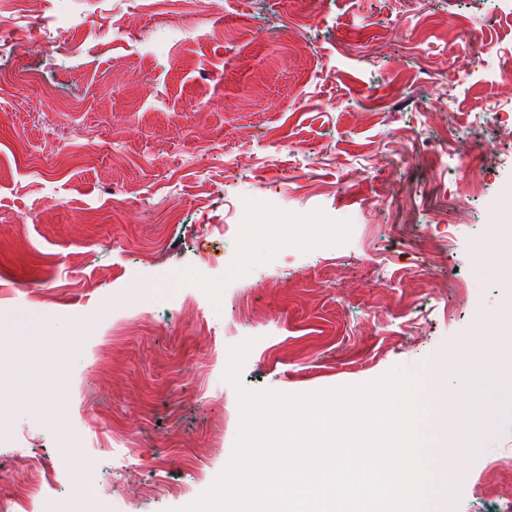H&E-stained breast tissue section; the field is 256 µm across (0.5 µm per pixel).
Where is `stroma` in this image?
<instances>
[{"label": "stroma", "instance_id": "stroma-1", "mask_svg": "<svg viewBox=\"0 0 512 512\" xmlns=\"http://www.w3.org/2000/svg\"><path fill=\"white\" fill-rule=\"evenodd\" d=\"M18 57L66 101L0 84V316L49 340L0 371V499L23 451L63 507L178 512L232 456L237 387L423 366L512 297L476 250L512 205V0H0ZM240 294L266 324L235 387ZM504 457L512 409L449 455L448 512H512L477 493Z\"/></svg>", "mask_w": 512, "mask_h": 512}]
</instances>
